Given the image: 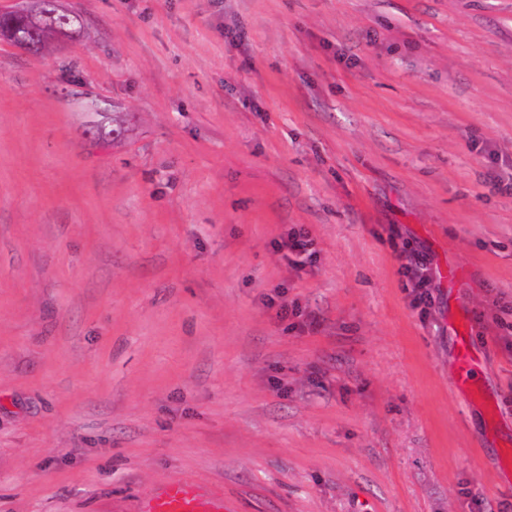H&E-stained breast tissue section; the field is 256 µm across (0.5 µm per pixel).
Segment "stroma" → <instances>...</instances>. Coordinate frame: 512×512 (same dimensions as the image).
I'll return each mask as SVG.
<instances>
[{
	"instance_id": "stroma-1",
	"label": "stroma",
	"mask_w": 512,
	"mask_h": 512,
	"mask_svg": "<svg viewBox=\"0 0 512 512\" xmlns=\"http://www.w3.org/2000/svg\"><path fill=\"white\" fill-rule=\"evenodd\" d=\"M58 7L0 39V512H512V0ZM427 257L423 254L415 256L414 263L404 266L405 274L413 282V290L416 292L415 300L418 304H425L428 298L427 290L429 280L426 275ZM457 341L459 349L456 384L461 390H467L477 373L476 359L470 350V336L460 334L457 336ZM146 512H222L224 502L202 495L192 483L169 484Z\"/></svg>"
}]
</instances>
